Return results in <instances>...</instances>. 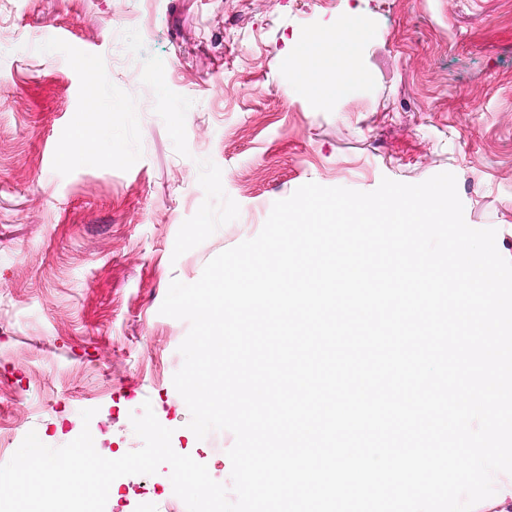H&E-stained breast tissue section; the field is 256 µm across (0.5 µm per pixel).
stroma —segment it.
<instances>
[{
	"instance_id": "1",
	"label": "stroma",
	"mask_w": 512,
	"mask_h": 512,
	"mask_svg": "<svg viewBox=\"0 0 512 512\" xmlns=\"http://www.w3.org/2000/svg\"><path fill=\"white\" fill-rule=\"evenodd\" d=\"M353 18L352 79L307 98L287 53ZM89 65L106 110L86 128ZM441 172L512 260V0H0V450L86 428L117 459L148 402L230 485L233 435L197 438L173 385L172 280L305 183ZM170 474L115 479L105 512H171Z\"/></svg>"
}]
</instances>
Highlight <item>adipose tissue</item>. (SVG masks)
Instances as JSON below:
<instances>
[{
  "instance_id": "1",
  "label": "adipose tissue",
  "mask_w": 512,
  "mask_h": 512,
  "mask_svg": "<svg viewBox=\"0 0 512 512\" xmlns=\"http://www.w3.org/2000/svg\"><path fill=\"white\" fill-rule=\"evenodd\" d=\"M363 35V28L353 24L303 40L290 56L300 90L316 99L338 90L349 75L351 45Z\"/></svg>"
}]
</instances>
